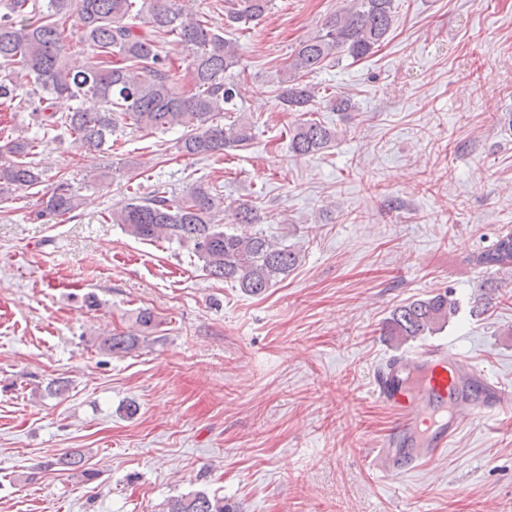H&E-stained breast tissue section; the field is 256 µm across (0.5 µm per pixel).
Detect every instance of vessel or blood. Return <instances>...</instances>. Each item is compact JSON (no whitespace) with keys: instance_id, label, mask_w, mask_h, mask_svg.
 Masks as SVG:
<instances>
[{"instance_id":"vessel-or-blood-1","label":"vessel or blood","mask_w":512,"mask_h":512,"mask_svg":"<svg viewBox=\"0 0 512 512\" xmlns=\"http://www.w3.org/2000/svg\"><path fill=\"white\" fill-rule=\"evenodd\" d=\"M374 393L396 415L371 455L388 475L411 471L428 455L447 449L465 416L512 405V391L467 360L449 357L441 346L385 361L375 371Z\"/></svg>"}]
</instances>
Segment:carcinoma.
I'll list each match as a JSON object with an SVG mask.
<instances>
[{"label":"carcinoma","mask_w":512,"mask_h":512,"mask_svg":"<svg viewBox=\"0 0 512 512\" xmlns=\"http://www.w3.org/2000/svg\"><path fill=\"white\" fill-rule=\"evenodd\" d=\"M273 0H233L228 26L256 25ZM78 14L81 64L72 62L67 38L70 13ZM395 21L394 0H351L327 17L322 32L298 44L289 57L288 77L280 82L277 100L298 113L289 148L297 156H314L335 139L336 131L312 117L315 87L301 78L316 72L340 52L353 59L372 54L389 35ZM174 36L184 44L185 70L192 90H184L176 68L162 56L161 44ZM239 62L237 45L185 8L180 0H0V105L22 109L39 128H63L83 148L98 150L120 125L150 132L188 129L181 149L209 158L238 150L252 138V125L217 116L236 96L224 74ZM29 142L0 136V198L43 182L29 160ZM83 198L66 179L52 189L29 219L49 222L79 210ZM224 201L199 184L174 198L156 189L133 195L112 207L110 220L142 241L166 240L190 248L207 275L238 287L248 295L264 293L298 264L299 254L261 230L228 233L217 217ZM238 224H258L260 215L248 202L233 209ZM486 267L512 266V233L478 257ZM457 302L437 294L395 308L387 335L400 343L441 329L455 316ZM140 337L112 335L100 342L111 353L134 350ZM166 512H232L224 498L204 491L171 500Z\"/></svg>","instance_id":"cac0c4a2"}]
</instances>
